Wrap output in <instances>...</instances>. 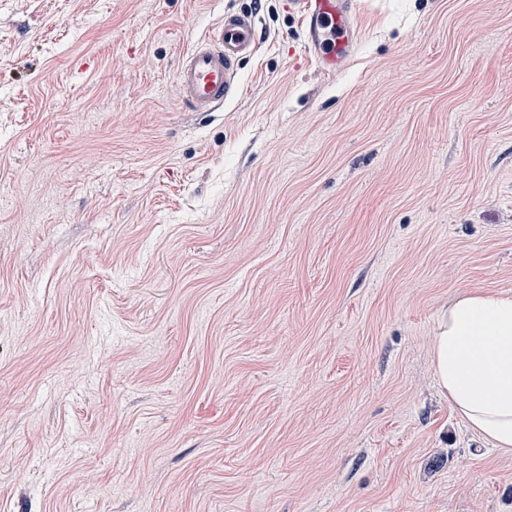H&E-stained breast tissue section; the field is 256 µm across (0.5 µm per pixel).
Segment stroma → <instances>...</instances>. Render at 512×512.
Listing matches in <instances>:
<instances>
[{"label":"stroma","mask_w":512,"mask_h":512,"mask_svg":"<svg viewBox=\"0 0 512 512\" xmlns=\"http://www.w3.org/2000/svg\"><path fill=\"white\" fill-rule=\"evenodd\" d=\"M284 3L0 0V512H512L432 365L512 293V0H357L334 77ZM256 14L227 11L209 36L187 50L178 70L183 102L195 112H215L243 94L240 70L259 49Z\"/></svg>","instance_id":"obj_1"}]
</instances>
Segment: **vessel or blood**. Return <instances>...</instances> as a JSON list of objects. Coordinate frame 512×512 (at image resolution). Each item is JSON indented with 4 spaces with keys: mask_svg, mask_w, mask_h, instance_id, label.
<instances>
[{
    "mask_svg": "<svg viewBox=\"0 0 512 512\" xmlns=\"http://www.w3.org/2000/svg\"><path fill=\"white\" fill-rule=\"evenodd\" d=\"M356 5V0H288L306 53L327 76L344 70L357 50ZM259 40L254 12H225L209 36L181 58L178 87L183 102L197 112H214L240 98L241 63L256 54Z\"/></svg>",
    "mask_w": 512,
    "mask_h": 512,
    "instance_id": "vessel-or-blood-1",
    "label": "vessel or blood"
}]
</instances>
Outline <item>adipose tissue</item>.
<instances>
[{
	"label": "adipose tissue",
	"mask_w": 512,
	"mask_h": 512,
	"mask_svg": "<svg viewBox=\"0 0 512 512\" xmlns=\"http://www.w3.org/2000/svg\"><path fill=\"white\" fill-rule=\"evenodd\" d=\"M436 385L492 448L512 451V296L470 292L441 315Z\"/></svg>",
	"instance_id": "adipose-tissue-1"
}]
</instances>
